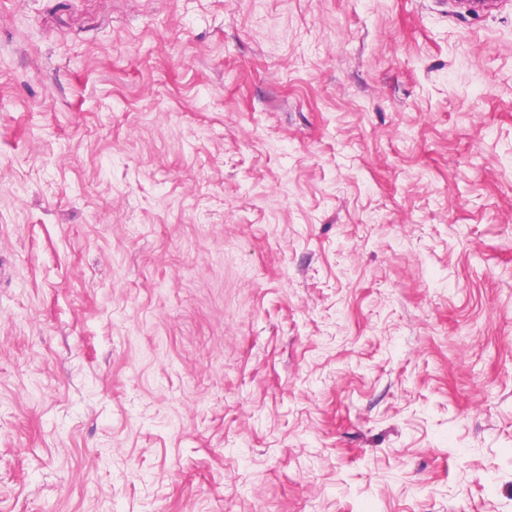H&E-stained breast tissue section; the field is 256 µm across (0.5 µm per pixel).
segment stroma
Instances as JSON below:
<instances>
[{
    "label": "stroma",
    "instance_id": "stroma-1",
    "mask_svg": "<svg viewBox=\"0 0 512 512\" xmlns=\"http://www.w3.org/2000/svg\"><path fill=\"white\" fill-rule=\"evenodd\" d=\"M0 512H512V0H0Z\"/></svg>",
    "mask_w": 512,
    "mask_h": 512
}]
</instances>
